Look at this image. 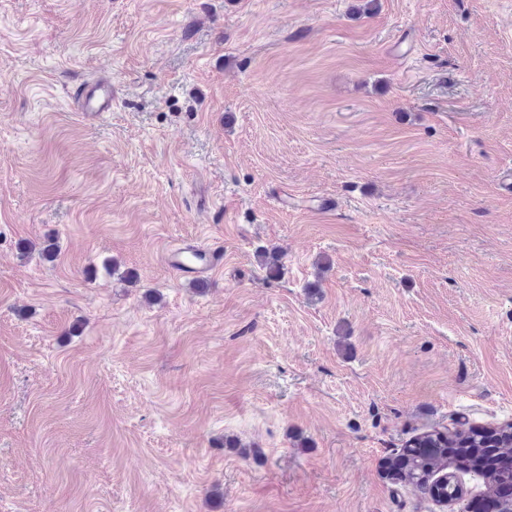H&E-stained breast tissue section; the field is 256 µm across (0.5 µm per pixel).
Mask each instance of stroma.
I'll use <instances>...</instances> for the list:
<instances>
[{"instance_id":"stroma-1","label":"stroma","mask_w":512,"mask_h":512,"mask_svg":"<svg viewBox=\"0 0 512 512\" xmlns=\"http://www.w3.org/2000/svg\"><path fill=\"white\" fill-rule=\"evenodd\" d=\"M358 4L0 0V512L484 491L386 462L512 423V0ZM182 241L223 267L177 275ZM76 112L84 116H98L112 108V85L93 82L78 85L72 91Z\"/></svg>"}]
</instances>
